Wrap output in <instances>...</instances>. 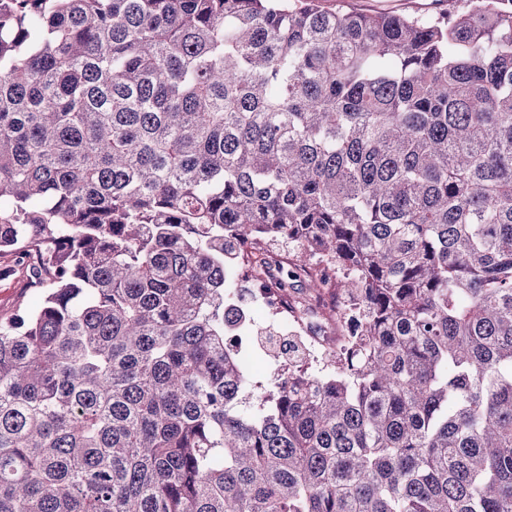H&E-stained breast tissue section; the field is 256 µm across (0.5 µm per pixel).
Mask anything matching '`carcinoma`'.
<instances>
[{
  "mask_svg": "<svg viewBox=\"0 0 512 512\" xmlns=\"http://www.w3.org/2000/svg\"><path fill=\"white\" fill-rule=\"evenodd\" d=\"M0 0V512H512V0ZM354 325L245 395L224 270ZM324 10L344 8L366 14L437 16L456 7L451 0H316ZM45 295L46 290L32 286L21 271L11 278L0 279V318L36 309Z\"/></svg>",
  "mask_w": 512,
  "mask_h": 512,
  "instance_id": "1",
  "label": "carcinoma"
}]
</instances>
